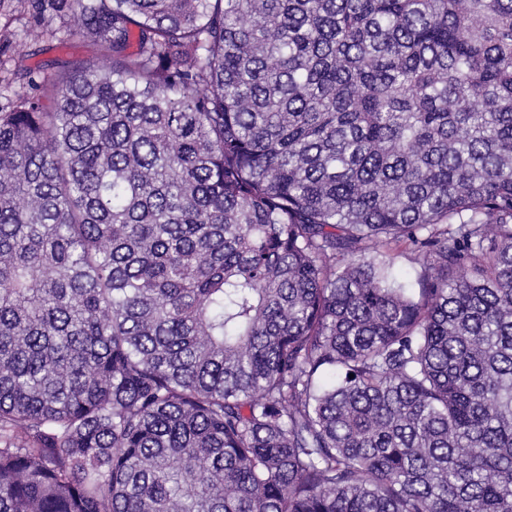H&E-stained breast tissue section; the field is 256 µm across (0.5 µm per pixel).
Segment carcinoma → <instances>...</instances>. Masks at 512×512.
I'll list each match as a JSON object with an SVG mask.
<instances>
[{
	"mask_svg": "<svg viewBox=\"0 0 512 512\" xmlns=\"http://www.w3.org/2000/svg\"><path fill=\"white\" fill-rule=\"evenodd\" d=\"M25 4L0 512H512V0ZM29 19L18 0H0V109L6 110L27 91L21 74L26 68L41 67L37 81L41 77L51 80L59 71L60 61H96L100 65L107 62L98 59L96 44L87 37L68 36L55 14L47 13L43 22L49 33L39 40L28 35ZM60 28V29H59Z\"/></svg>",
	"mask_w": 512,
	"mask_h": 512,
	"instance_id": "carcinoma-1",
	"label": "carcinoma"
}]
</instances>
